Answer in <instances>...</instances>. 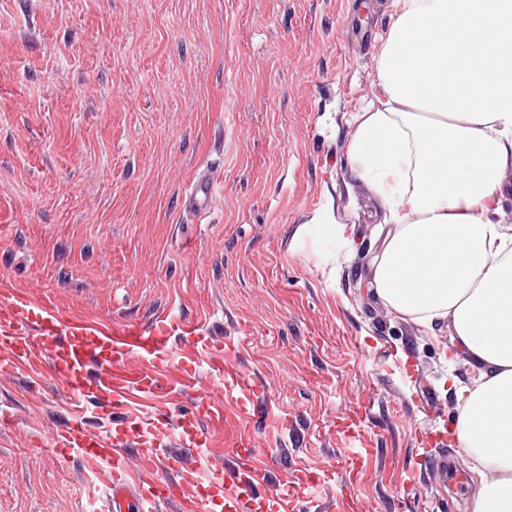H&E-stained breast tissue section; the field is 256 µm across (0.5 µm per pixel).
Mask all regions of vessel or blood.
<instances>
[{
  "label": "vessel or blood",
  "instance_id": "obj_1",
  "mask_svg": "<svg viewBox=\"0 0 512 512\" xmlns=\"http://www.w3.org/2000/svg\"><path fill=\"white\" fill-rule=\"evenodd\" d=\"M174 344L180 356L176 367L168 369L164 363ZM215 350L211 334L196 324L165 318L149 325L99 322L60 313L21 291L0 303V372L36 386L53 380L65 388L63 423L52 433L51 445L76 449L109 466L108 512H150L152 505L173 500L183 512H209L210 494L197 479L189 451L207 444L211 428L226 414L223 401L203 395L198 379L199 354ZM224 390L235 395L239 410L260 413L256 388L244 374L225 373ZM185 393L192 396L191 409L173 414L174 397ZM89 399L117 415L120 426L115 434L104 433L86 416L84 403ZM171 425L181 430L178 447L168 452L172 476L161 484L141 486L130 475L127 459L134 449L151 447L152 437ZM232 458L221 477L224 512H298L300 491L320 483L314 471L292 472L291 491L267 504L255 497L266 478L257 449L236 442ZM463 458L456 445L424 458L422 464L459 483L467 476Z\"/></svg>",
  "mask_w": 512,
  "mask_h": 512
}]
</instances>
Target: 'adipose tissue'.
<instances>
[{"instance_id":"obj_1","label":"adipose tissue","mask_w":512,"mask_h":512,"mask_svg":"<svg viewBox=\"0 0 512 512\" xmlns=\"http://www.w3.org/2000/svg\"><path fill=\"white\" fill-rule=\"evenodd\" d=\"M379 104L348 157L392 224L369 289L431 329L447 322L478 377L454 430L478 476L472 512H512V0H395Z\"/></svg>"}]
</instances>
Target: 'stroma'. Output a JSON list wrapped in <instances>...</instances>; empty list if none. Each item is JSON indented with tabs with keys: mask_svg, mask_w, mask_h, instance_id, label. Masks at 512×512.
<instances>
[{
	"mask_svg": "<svg viewBox=\"0 0 512 512\" xmlns=\"http://www.w3.org/2000/svg\"><path fill=\"white\" fill-rule=\"evenodd\" d=\"M393 0H0V285L64 313L207 325L259 386L243 438L322 476L321 512H469L418 472L477 377L446 327L375 299L387 231L353 172ZM214 175L212 210L184 199ZM333 208L335 228L318 222ZM64 389L0 374V512H103L107 467L50 444ZM355 417L360 433L344 426Z\"/></svg>",
	"mask_w": 512,
	"mask_h": 512,
	"instance_id": "stroma-1",
	"label": "stroma"
}]
</instances>
